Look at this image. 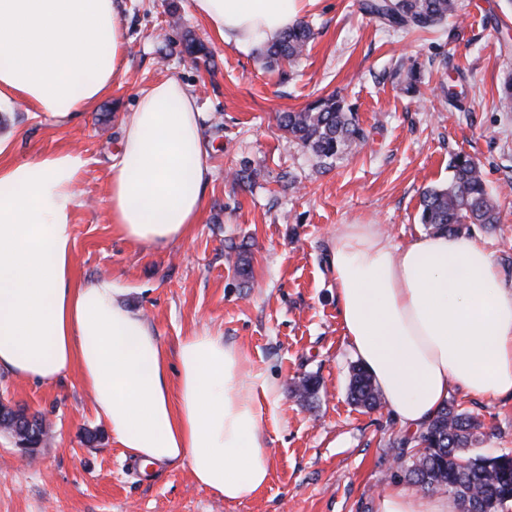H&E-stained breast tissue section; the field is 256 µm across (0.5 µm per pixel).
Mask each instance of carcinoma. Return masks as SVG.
Returning a JSON list of instances; mask_svg holds the SVG:
<instances>
[{
    "instance_id": "carcinoma-1",
    "label": "carcinoma",
    "mask_w": 512,
    "mask_h": 512,
    "mask_svg": "<svg viewBox=\"0 0 512 512\" xmlns=\"http://www.w3.org/2000/svg\"><path fill=\"white\" fill-rule=\"evenodd\" d=\"M361 9L384 26L429 30L454 14L456 0H363ZM313 36L311 26L300 21L264 46L263 56L270 63L292 67ZM277 121L302 148L322 159L350 153L365 138L355 113L335 93L320 96L300 110L280 112ZM452 168L454 181L448 188L422 194L419 222L450 234L461 231L465 224L498 223L496 205L478 163L468 155L457 154ZM350 394L353 401L368 408L381 404L378 388L358 366L352 369ZM481 427L474 415L445 405L417 433L399 440L395 455L399 469L427 493L448 494L461 504L474 502L480 512H499L512 501V452H481L477 448ZM19 433L29 445H41L45 437L43 418L34 414L32 423H22Z\"/></svg>"
}]
</instances>
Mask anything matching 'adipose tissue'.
Instances as JSON below:
<instances>
[{
    "label": "adipose tissue",
    "mask_w": 512,
    "mask_h": 512,
    "mask_svg": "<svg viewBox=\"0 0 512 512\" xmlns=\"http://www.w3.org/2000/svg\"><path fill=\"white\" fill-rule=\"evenodd\" d=\"M306 0H193L225 44L275 40ZM124 21L115 0H0V104L25 102L62 123L118 77ZM199 108L168 78L140 92L109 177L115 232L163 248L200 220L213 178ZM0 135V370L44 384L77 371L114 442L143 465L187 462L225 502L260 492L271 456L261 428L269 383L246 378L222 336L182 337L168 361L150 326L109 277L77 281L72 216L88 161L59 149L13 162ZM342 329L385 408L407 432L452 391L512 396V287L480 237L436 232L400 246L373 224H345L328 245ZM448 495L399 486L375 512H460Z\"/></svg>",
    "instance_id": "ef3b65f1"
}]
</instances>
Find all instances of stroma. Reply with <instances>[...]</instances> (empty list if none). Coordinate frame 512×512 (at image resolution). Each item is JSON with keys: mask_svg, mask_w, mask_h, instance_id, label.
Segmentation results:
<instances>
[{"mask_svg": "<svg viewBox=\"0 0 512 512\" xmlns=\"http://www.w3.org/2000/svg\"><path fill=\"white\" fill-rule=\"evenodd\" d=\"M125 58L110 92L75 121L54 124L17 103L0 112V133L18 139L16 159L74 148L88 165L74 215L75 275L112 277L147 320L166 355L197 331L241 350L246 370L275 392L262 428L271 448L265 488L227 503L198 485L186 462L149 469L113 443L77 373L41 384L0 371V394L40 413L47 435L35 462L0 432V512H374L378 495L404 485L393 464L403 429L386 409L348 398L355 365L326 261L343 224H377L405 245L426 233L422 193L444 188L455 154L473 157L498 197L500 222L472 225L512 286V112L498 98L512 75V0H458L432 31H386L361 0H309L316 35L294 68L268 70L259 50L225 44L195 15L192 0H118ZM205 55L190 59L184 37ZM417 63L420 94L404 90L400 63ZM177 77L203 113L201 137L215 172L199 224L166 248L134 245L112 229L111 157L140 90ZM462 78V109L442 86ZM338 92L366 141L326 164L279 129L277 113ZM248 167L247 183L231 174ZM249 273L236 270L238 256ZM319 379L306 402L299 378ZM457 408L484 424L482 451L512 449V397L455 391Z\"/></svg>", "mask_w": 512, "mask_h": 512, "instance_id": "35a3bbf8", "label": "stroma"}]
</instances>
